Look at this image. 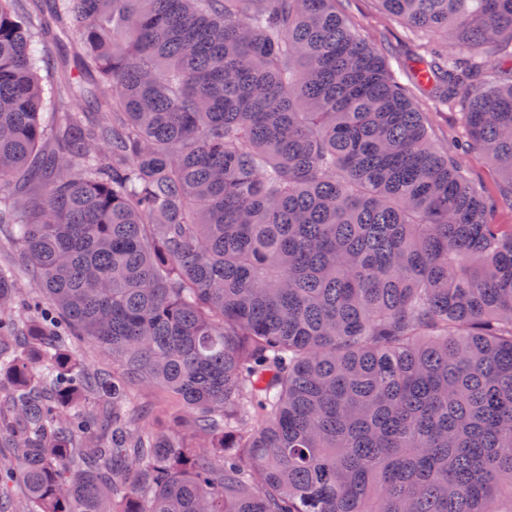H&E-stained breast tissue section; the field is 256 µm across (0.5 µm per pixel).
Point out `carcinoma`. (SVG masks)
I'll return each instance as SVG.
<instances>
[{"label": "carcinoma", "instance_id": "carcinoma-1", "mask_svg": "<svg viewBox=\"0 0 512 512\" xmlns=\"http://www.w3.org/2000/svg\"><path fill=\"white\" fill-rule=\"evenodd\" d=\"M380 2L491 72L336 0H0L11 512H512V230L410 95L512 196V0ZM339 7L360 33L380 49L400 81L408 84L406 68L414 55L428 49L431 38L411 37L405 28L387 17L379 0H343ZM412 97L421 112H426L429 127L441 145L448 144V152L462 166L474 181L485 186L492 195H498L502 181L490 162L481 154L466 152L456 147V143H467L468 136L461 112L464 103L454 105L433 101L421 90L412 89ZM77 358L85 367L106 368L112 371V359L104 358L96 344L85 340L76 348ZM140 401L146 402L150 405L147 418L143 421L146 430L150 432H158L164 430L169 422L175 417L182 415L176 409L170 408L165 414L159 412V399L153 394L145 391L142 393Z\"/></svg>", "mask_w": 512, "mask_h": 512}]
</instances>
